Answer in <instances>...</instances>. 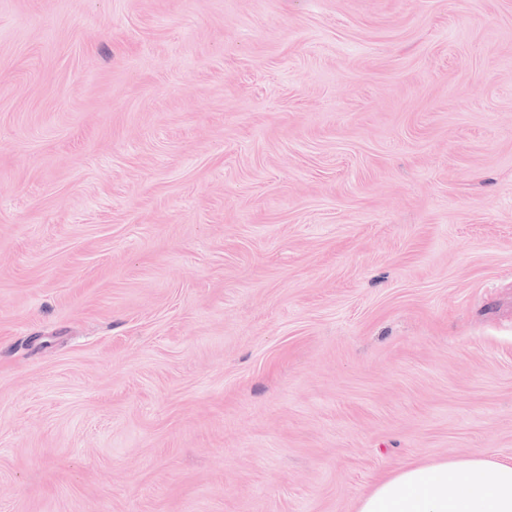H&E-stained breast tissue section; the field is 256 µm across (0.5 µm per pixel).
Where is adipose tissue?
<instances>
[{
    "instance_id": "1",
    "label": "adipose tissue",
    "mask_w": 512,
    "mask_h": 512,
    "mask_svg": "<svg viewBox=\"0 0 512 512\" xmlns=\"http://www.w3.org/2000/svg\"><path fill=\"white\" fill-rule=\"evenodd\" d=\"M357 512H512V459L405 464L380 475Z\"/></svg>"
}]
</instances>
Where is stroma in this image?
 I'll list each match as a JSON object with an SVG mask.
<instances>
[{
	"instance_id": "35a3bbf8",
	"label": "stroma",
	"mask_w": 512,
	"mask_h": 512,
	"mask_svg": "<svg viewBox=\"0 0 512 512\" xmlns=\"http://www.w3.org/2000/svg\"><path fill=\"white\" fill-rule=\"evenodd\" d=\"M512 459V0H0V512H357Z\"/></svg>"
}]
</instances>
